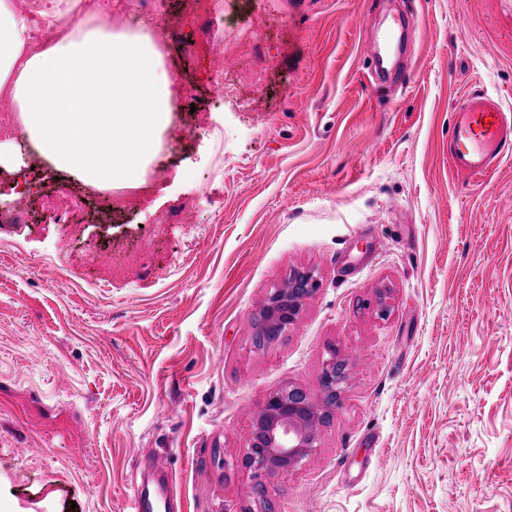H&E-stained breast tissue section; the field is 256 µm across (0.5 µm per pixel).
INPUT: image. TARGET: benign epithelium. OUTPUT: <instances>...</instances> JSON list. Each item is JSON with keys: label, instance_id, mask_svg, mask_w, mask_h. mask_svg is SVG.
<instances>
[{"label": "benign epithelium", "instance_id": "obj_1", "mask_svg": "<svg viewBox=\"0 0 512 512\" xmlns=\"http://www.w3.org/2000/svg\"><path fill=\"white\" fill-rule=\"evenodd\" d=\"M319 283L313 272L296 270L268 294L259 313L258 336H282L294 324L304 302ZM348 362L336 348L329 350L319 381L312 393L292 385L272 392L254 413L244 464L258 478L269 473L286 476L317 447L318 433L336 404L326 405L328 396L338 397L346 379Z\"/></svg>", "mask_w": 512, "mask_h": 512}]
</instances>
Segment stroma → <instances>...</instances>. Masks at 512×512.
Listing matches in <instances>:
<instances>
[{"label":"stroma","instance_id":"obj_1","mask_svg":"<svg viewBox=\"0 0 512 512\" xmlns=\"http://www.w3.org/2000/svg\"><path fill=\"white\" fill-rule=\"evenodd\" d=\"M240 7L215 25L169 0L156 18L195 110L166 133L181 164L149 208L62 220L0 184V512H122L156 470L175 512H512V161L448 167L460 97L512 112V0ZM250 9L259 87L253 57L209 51ZM397 11L411 55L378 87L364 44ZM296 269L317 290L256 348ZM331 345L349 363L333 418L259 501L252 417L317 390Z\"/></svg>","mask_w":512,"mask_h":512}]
</instances>
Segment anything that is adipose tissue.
Masks as SVG:
<instances>
[{"label":"adipose tissue","instance_id":"adipose-tissue-1","mask_svg":"<svg viewBox=\"0 0 512 512\" xmlns=\"http://www.w3.org/2000/svg\"><path fill=\"white\" fill-rule=\"evenodd\" d=\"M81 0H0V96L54 168L112 189L143 183L171 124L172 79L145 33H116ZM54 34L39 43L42 31Z\"/></svg>","mask_w":512,"mask_h":512}]
</instances>
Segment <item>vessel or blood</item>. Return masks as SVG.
<instances>
[{"mask_svg":"<svg viewBox=\"0 0 512 512\" xmlns=\"http://www.w3.org/2000/svg\"><path fill=\"white\" fill-rule=\"evenodd\" d=\"M404 19L392 21L380 40L371 42L366 56L372 63L375 83L393 82L392 71L384 65L388 52L398 49L400 29ZM512 158V116L508 115L497 96L481 91L469 92L457 108L448 139V163L452 172L483 176L496 170L503 161ZM173 494L172 484L156 491L134 489L124 512H160Z\"/></svg>","mask_w":512,"mask_h":512,"instance_id":"obj_1","label":"vessel or blood"}]
</instances>
